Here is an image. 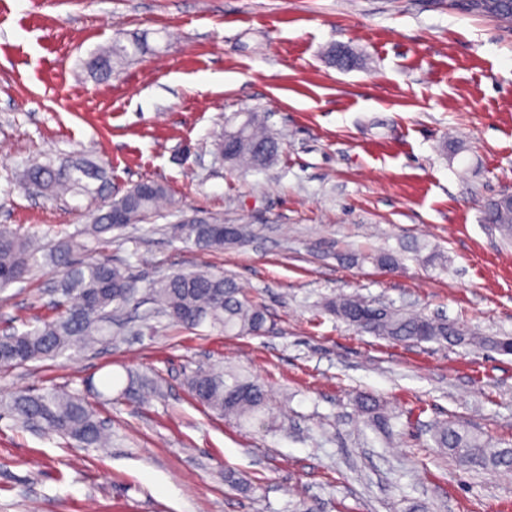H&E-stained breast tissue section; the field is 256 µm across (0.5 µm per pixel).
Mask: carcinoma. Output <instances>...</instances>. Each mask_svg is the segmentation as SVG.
I'll return each mask as SVG.
<instances>
[{"mask_svg": "<svg viewBox=\"0 0 512 512\" xmlns=\"http://www.w3.org/2000/svg\"><path fill=\"white\" fill-rule=\"evenodd\" d=\"M147 40L116 37L112 45L96 53L89 61L91 73L100 79H110L123 61L147 53ZM217 149L231 168L264 167L274 161L281 143L266 127L258 112H240L227 124ZM97 181L96 189L90 181ZM22 186L33 185L50 194L101 193L110 187L107 172L91 162L66 159L34 163L19 176ZM162 202L174 207L177 201L166 185L156 181L141 182L120 197L108 202L93 214L92 232L97 238L149 217ZM486 223L493 225L512 242V194L502 193L485 205ZM170 236L202 252H217L245 239L244 228L236 237L224 235L219 218H198L192 223L171 224ZM86 245L74 239L57 242L48 250L29 236L0 228V288L25 280L33 267L45 263L62 273L61 291L76 298L77 303L66 308L56 318L23 331L0 336V367L9 368L28 362L55 359L72 345L80 342L89 347L112 337V313L133 302L139 294L137 281L126 271L106 259H80L76 254ZM159 313L170 322L186 328L205 323L229 336H260L267 331V315L262 306L250 300L235 280L211 270L172 272L158 278L149 288ZM329 311L375 336L401 342L438 344L452 343L459 338L483 347L490 345L502 354H512V339L487 341L472 335L455 322L408 314L383 304L372 305L357 296H342L327 303ZM191 396L203 407L239 422L261 420L270 414L265 386L214 366L200 369L186 380ZM153 378L138 379L131 375L121 393L141 397L157 392ZM357 406L379 430L392 428L390 418L383 415L378 401L365 395ZM6 412L23 422H35L62 438L85 448H107L112 433L93 407L77 395L49 388L39 392L16 391ZM436 447L464 468L512 471V446L490 448L479 436L450 421L439 426L432 435Z\"/></svg>", "mask_w": 512, "mask_h": 512, "instance_id": "carcinoma-1", "label": "carcinoma"}]
</instances>
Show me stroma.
<instances>
[{"label":"stroma","instance_id":"stroma-1","mask_svg":"<svg viewBox=\"0 0 512 512\" xmlns=\"http://www.w3.org/2000/svg\"><path fill=\"white\" fill-rule=\"evenodd\" d=\"M153 51L107 81L88 63L117 34ZM360 57L342 70L329 47ZM258 111L282 153L229 168L216 143ZM88 158L120 195L164 183L178 208L91 237L101 196L26 191L33 162ZM512 190V31L448 0H0V225L74 237L140 287L206 266L234 278L268 331L188 329L130 305L117 345L0 369L18 389L67 387L112 430L106 451L0 419V512H512V475L460 470L431 435L455 421L512 443V355L357 330L327 300L357 295L512 336V243L484 221ZM248 226L203 253L167 232L193 215ZM393 252L385 271L347 254ZM58 273L0 291V332L57 316ZM219 365L263 383L273 423L199 406L185 379ZM157 376L141 400L97 395L106 373ZM376 397L391 434L355 404ZM256 483L243 495L225 471Z\"/></svg>","mask_w":512,"mask_h":512}]
</instances>
